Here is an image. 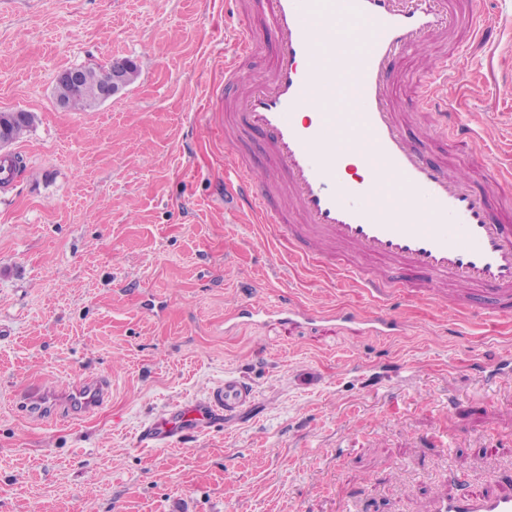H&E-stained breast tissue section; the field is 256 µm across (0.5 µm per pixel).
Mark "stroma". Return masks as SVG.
I'll return each instance as SVG.
<instances>
[{
  "label": "stroma",
  "mask_w": 512,
  "mask_h": 512,
  "mask_svg": "<svg viewBox=\"0 0 512 512\" xmlns=\"http://www.w3.org/2000/svg\"><path fill=\"white\" fill-rule=\"evenodd\" d=\"M457 81L439 86L484 141H427L478 190L512 169V0H484ZM225 0H0V110L35 113L0 184V512H430L461 482L487 493L512 457V385L481 366L512 352V316L460 313L453 289L375 299L337 262L224 205V168L259 152L224 140ZM136 61L101 105L60 107L57 73ZM403 319L398 336L355 326L243 325L246 302L285 300ZM236 375L250 406L169 445L143 429ZM111 381L88 415L30 418L19 403ZM452 454H444V443Z\"/></svg>",
  "instance_id": "stroma-1"
}]
</instances>
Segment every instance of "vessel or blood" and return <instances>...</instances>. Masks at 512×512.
I'll use <instances>...</instances> for the list:
<instances>
[{
	"label": "vessel or blood",
	"instance_id": "1",
	"mask_svg": "<svg viewBox=\"0 0 512 512\" xmlns=\"http://www.w3.org/2000/svg\"><path fill=\"white\" fill-rule=\"evenodd\" d=\"M247 12L263 14L276 35L265 75L239 88L237 73L258 45L249 26L225 80L236 85L225 122L262 138L265 177L251 164L227 169L224 187L237 208L262 217L286 235L293 255L331 258L348 252L342 269L359 275L371 295L427 282L468 284L469 308L512 313V200L475 191L449 165L416 144L406 130L409 107L429 112L433 139L476 140L435 83L451 84L478 34V0H245ZM465 31L450 59L420 76L412 101L395 93L396 66L427 39ZM323 110L299 120L310 103ZM365 173L350 182L341 175L346 157ZM229 323L293 326L302 322L363 324L380 336L403 331V321L379 312L324 313L293 301L236 306ZM110 382L95 377L74 388L67 410L87 413L107 398ZM253 389L225 378L196 409L178 407L146 427L142 439L163 445L182 432L192 415H228L248 406ZM434 512H512V494L470 488L438 498Z\"/></svg>",
	"mask_w": 512,
	"mask_h": 512
}]
</instances>
